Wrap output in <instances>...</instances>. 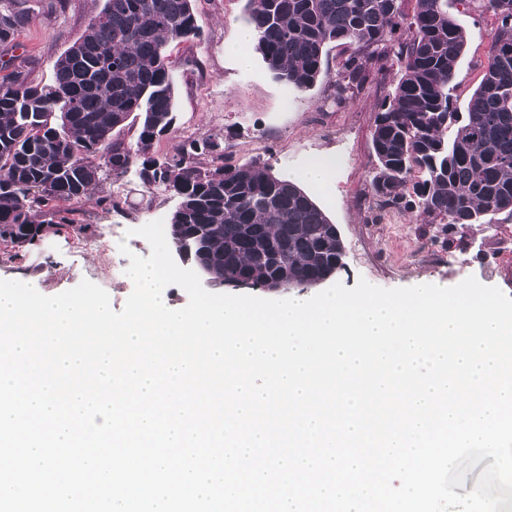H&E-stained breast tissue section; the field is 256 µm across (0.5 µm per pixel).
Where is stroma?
Segmentation results:
<instances>
[{
  "label": "stroma",
  "instance_id": "obj_1",
  "mask_svg": "<svg viewBox=\"0 0 512 512\" xmlns=\"http://www.w3.org/2000/svg\"><path fill=\"white\" fill-rule=\"evenodd\" d=\"M28 24L15 40V64L33 83L54 78L53 63L82 35L105 0H31ZM201 41L171 48L175 85V135L156 140L153 153L172 152L176 137H210L220 142L225 163H252L278 176L301 182L313 160H333L328 182L308 192L339 229L344 266L334 282L351 288L359 279L386 289L424 283L450 287L467 277L496 286L512 296L501 273L502 256L490 244L512 214L492 223L452 228L428 224L411 213L382 210L371 180L377 165L372 131L380 105L396 82L388 67L370 76L341 105L329 102L332 83L348 52L330 46L326 77L300 93L275 79L260 55L241 69L227 50L247 27L246 0H194ZM448 12L467 35L466 53L455 78L454 99L465 109L480 82L497 25L489 12L468 8L465 0H448ZM116 195L119 204L105 198ZM177 204L169 192L143 187L135 174L120 179L104 174L89 201L67 216L74 227L47 226L34 245L22 251L0 241V279L37 282L58 294L87 279L105 289L114 311H121L133 290L126 274L129 254L149 256L150 245L136 230L168 219ZM128 253H121L120 244Z\"/></svg>",
  "mask_w": 512,
  "mask_h": 512
}]
</instances>
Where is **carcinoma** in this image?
<instances>
[{"label": "carcinoma", "instance_id": "cac0c4a2", "mask_svg": "<svg viewBox=\"0 0 512 512\" xmlns=\"http://www.w3.org/2000/svg\"><path fill=\"white\" fill-rule=\"evenodd\" d=\"M497 26L481 80L464 112L454 105L464 30L448 0H416L404 23L401 0H247L255 50L297 91L322 76L331 43L352 52L334 81L340 104L369 68L399 64L377 114L374 195L383 208L416 212L429 224H489L512 212V0H468ZM27 11L0 0V46L14 47ZM202 36L193 0H105L80 38L54 63V80L34 84L19 68L0 78V240L24 249L41 236L35 214L52 202L80 204L102 181L138 169L147 189L180 196L168 232L175 248L208 235L212 277L255 282L281 272L326 280L343 246L330 220L297 183L252 164L202 169L210 138H188L173 155H150L173 132L174 84L168 48ZM138 122L136 143L114 138Z\"/></svg>", "mask_w": 512, "mask_h": 512}]
</instances>
